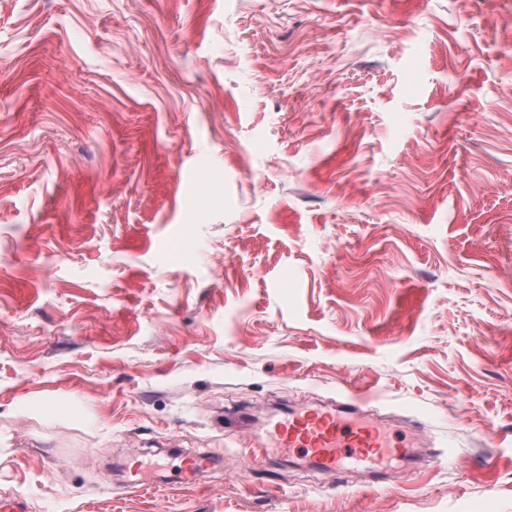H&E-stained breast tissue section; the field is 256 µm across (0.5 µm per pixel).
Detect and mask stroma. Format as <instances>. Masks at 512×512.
Returning <instances> with one entry per match:
<instances>
[{"mask_svg": "<svg viewBox=\"0 0 512 512\" xmlns=\"http://www.w3.org/2000/svg\"><path fill=\"white\" fill-rule=\"evenodd\" d=\"M357 389L445 461L332 488L224 430ZM1 493L512 512V0H0Z\"/></svg>", "mask_w": 512, "mask_h": 512, "instance_id": "35a3bbf8", "label": "stroma"}]
</instances>
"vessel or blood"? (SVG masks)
Here are the masks:
<instances>
[{"mask_svg":"<svg viewBox=\"0 0 512 512\" xmlns=\"http://www.w3.org/2000/svg\"><path fill=\"white\" fill-rule=\"evenodd\" d=\"M372 413L367 401L340 395L274 411L260 423L240 409L225 414L224 426L241 434L264 429L265 447L288 449L296 462L325 477L357 469L373 482H382L383 459L388 455L396 456L408 470L420 468V438L385 433Z\"/></svg>","mask_w":512,"mask_h":512,"instance_id":"obj_1","label":"vessel or blood"}]
</instances>
